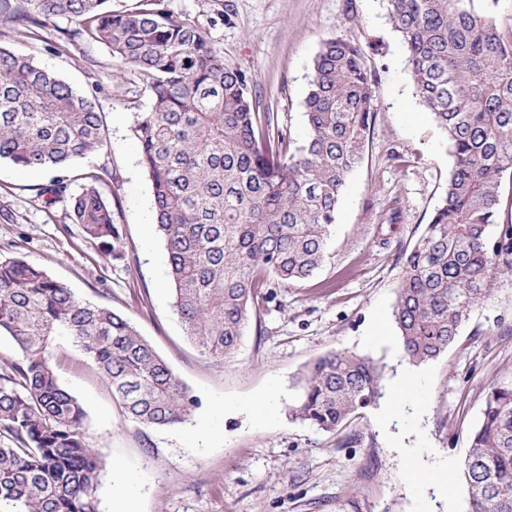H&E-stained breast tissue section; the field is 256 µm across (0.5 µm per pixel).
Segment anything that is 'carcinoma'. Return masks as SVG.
Segmentation results:
<instances>
[{
  "label": "carcinoma",
  "mask_w": 512,
  "mask_h": 512,
  "mask_svg": "<svg viewBox=\"0 0 512 512\" xmlns=\"http://www.w3.org/2000/svg\"><path fill=\"white\" fill-rule=\"evenodd\" d=\"M110 0H0L15 40L58 18L133 69L151 106L132 128L151 182L168 255L173 306L201 354L234 357L257 299L291 288L324 264L347 177L376 120L374 75L355 44L324 41L304 99L307 136L293 145L276 112H261L252 80L166 0L114 10ZM408 54L416 95L448 136L454 164L445 196L402 252L392 316L411 365L452 346L470 313L512 283V224H500L512 172V34L474 0H387ZM95 99L18 50L0 46V160L55 173L34 198L68 203V219L99 257L119 253L112 205L95 172L77 191L70 164L107 144ZM17 355L0 369V504L21 512H100L102 466L85 412L58 379L53 340L66 335L146 427L187 420L198 399L133 323L77 299L20 254L0 261V333ZM383 367L349 351L319 357L297 378L296 418L323 431L345 425L382 396ZM462 480L469 512H512V382L487 392Z\"/></svg>",
  "instance_id": "carcinoma-1"
}]
</instances>
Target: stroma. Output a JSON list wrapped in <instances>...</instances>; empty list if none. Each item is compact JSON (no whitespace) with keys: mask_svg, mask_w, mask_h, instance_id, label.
Returning <instances> with one entry per match:
<instances>
[{"mask_svg":"<svg viewBox=\"0 0 512 512\" xmlns=\"http://www.w3.org/2000/svg\"><path fill=\"white\" fill-rule=\"evenodd\" d=\"M194 20L227 65L253 79L261 107L278 112L296 141L307 126L303 99L321 43L361 47L378 84V112L361 162L347 179L328 256L308 281L260 300L232 361L203 356L172 308L167 256L154 224L151 183L132 133L151 96L108 50L74 37L61 21L40 40L17 44L0 24V46L20 47L75 89L97 92L108 146L76 163L74 174L108 171L100 188L112 204L121 256L103 260L68 223L67 205L44 211L30 189L49 173L0 161V259L24 254L82 300L129 318L198 399L177 427H145L121 413L112 392L69 337L54 341L60 383L82 405L87 440L103 469L97 496L112 512V466L122 464L139 512H468V493L436 498L429 480L408 481L378 404L325 432L291 416L294 380L336 350L372 357L393 379L402 367L390 348L366 343L379 318H390L411 247L441 203L453 165L445 133L415 94L407 55L386 0H167ZM63 51H56L58 43ZM26 236L16 248L18 236ZM424 406L406 442L460 466L488 389L512 380V285L498 288L464 323L456 342L418 367ZM276 389L274 413L255 400Z\"/></svg>","mask_w":512,"mask_h":512,"instance_id":"1","label":"stroma"}]
</instances>
